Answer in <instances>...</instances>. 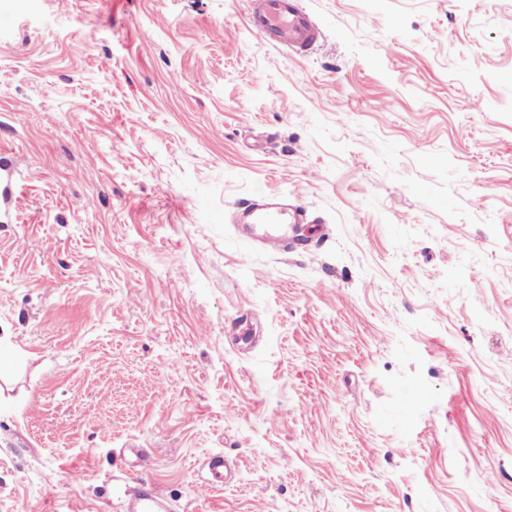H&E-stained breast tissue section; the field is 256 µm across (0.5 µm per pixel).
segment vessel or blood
Instances as JSON below:
<instances>
[{
  "instance_id": "obj_1",
  "label": "vessel or blood",
  "mask_w": 512,
  "mask_h": 512,
  "mask_svg": "<svg viewBox=\"0 0 512 512\" xmlns=\"http://www.w3.org/2000/svg\"><path fill=\"white\" fill-rule=\"evenodd\" d=\"M247 17L256 35L296 53L312 50L321 37L313 15L302 0H248ZM236 210L242 223L267 225L260 243L272 251H283L290 245L287 236L279 232V225L301 224L306 218L305 208L292 205L276 194L246 201L237 205ZM125 512H171V507L158 493L143 490L127 500Z\"/></svg>"
}]
</instances>
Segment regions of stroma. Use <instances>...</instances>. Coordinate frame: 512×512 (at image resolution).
<instances>
[{
  "mask_svg": "<svg viewBox=\"0 0 512 512\" xmlns=\"http://www.w3.org/2000/svg\"><path fill=\"white\" fill-rule=\"evenodd\" d=\"M303 4L0 0V512H512V0ZM247 17L251 30L274 46L308 52L321 38L313 15L302 0H249ZM241 224H304L306 209L290 204L288 199L266 194L254 201L237 204ZM126 512H171L169 502L156 492L142 490L126 502Z\"/></svg>",
  "mask_w": 512,
  "mask_h": 512,
  "instance_id": "stroma-1",
  "label": "stroma"
}]
</instances>
